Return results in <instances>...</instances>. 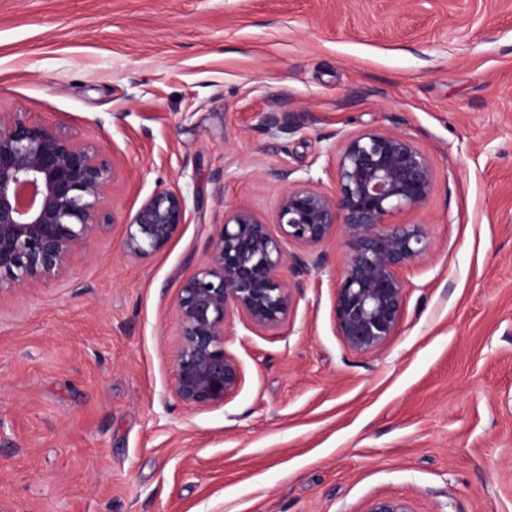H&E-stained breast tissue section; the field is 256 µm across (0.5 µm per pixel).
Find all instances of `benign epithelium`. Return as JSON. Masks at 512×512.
Returning <instances> with one entry per match:
<instances>
[{
  "instance_id": "benign-epithelium-1",
  "label": "benign epithelium",
  "mask_w": 512,
  "mask_h": 512,
  "mask_svg": "<svg viewBox=\"0 0 512 512\" xmlns=\"http://www.w3.org/2000/svg\"><path fill=\"white\" fill-rule=\"evenodd\" d=\"M290 175L278 173L287 187L273 224L248 209L230 212L206 262L179 288L173 392L188 406L224 404L242 386L240 362L226 349L232 317L255 330L286 322L293 290L311 272L304 256L287 253V242L314 248L338 227L346 236L333 318L348 350L379 353L400 327L409 291L403 272L429 253L431 240L424 225L390 218L423 208L433 194L429 156L406 134L370 127L341 137L335 191ZM115 177V162L99 145L21 112L0 113V296L67 274L79 249L116 223ZM185 223L184 196L158 188L124 216L121 247L133 259L157 254ZM364 512L416 510L407 497L378 495Z\"/></svg>"
}]
</instances>
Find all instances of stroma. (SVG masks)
<instances>
[{"label":"stroma","instance_id":"obj_1","mask_svg":"<svg viewBox=\"0 0 512 512\" xmlns=\"http://www.w3.org/2000/svg\"><path fill=\"white\" fill-rule=\"evenodd\" d=\"M0 111L102 146L117 216L186 198L164 251L128 257L117 223L0 298V512H512V0H0ZM369 125L436 176L399 216L432 249L396 336H337V232L280 329H229L238 394L183 404L179 288L225 213L273 222L284 169L334 191ZM363 512H417L407 497L378 495L370 499Z\"/></svg>","mask_w":512,"mask_h":512}]
</instances>
